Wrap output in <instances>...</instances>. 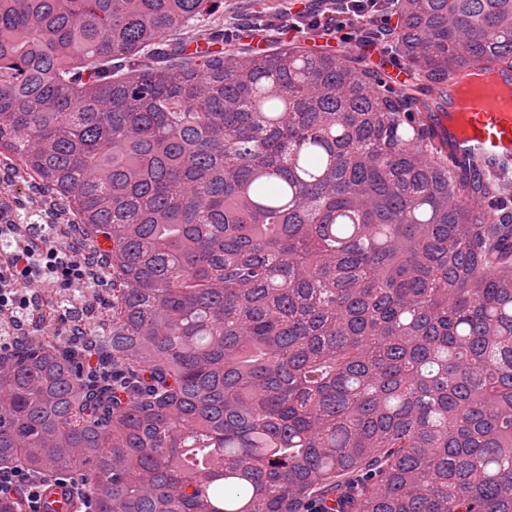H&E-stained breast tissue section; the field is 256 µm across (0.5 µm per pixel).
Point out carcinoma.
Returning <instances> with one entry per match:
<instances>
[{
    "label": "carcinoma",
    "mask_w": 512,
    "mask_h": 512,
    "mask_svg": "<svg viewBox=\"0 0 512 512\" xmlns=\"http://www.w3.org/2000/svg\"><path fill=\"white\" fill-rule=\"evenodd\" d=\"M223 7L0 0V161L96 258L0 361V462L85 512H512V177L449 167L423 97L512 59V0H392L403 89Z\"/></svg>",
    "instance_id": "obj_1"
}]
</instances>
